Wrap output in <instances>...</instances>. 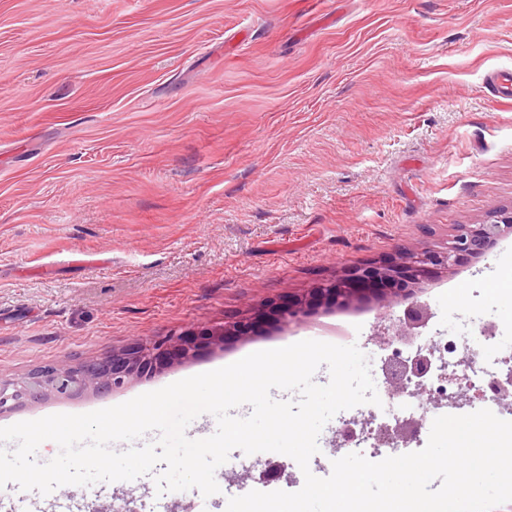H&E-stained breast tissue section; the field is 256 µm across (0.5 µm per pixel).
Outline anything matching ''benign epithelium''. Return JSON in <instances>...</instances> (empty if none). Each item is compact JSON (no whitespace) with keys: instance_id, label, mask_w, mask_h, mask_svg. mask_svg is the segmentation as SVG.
<instances>
[{"instance_id":"benign-epithelium-1","label":"benign epithelium","mask_w":512,"mask_h":512,"mask_svg":"<svg viewBox=\"0 0 512 512\" xmlns=\"http://www.w3.org/2000/svg\"><path fill=\"white\" fill-rule=\"evenodd\" d=\"M509 234H512V208L495 209L486 221L476 227L459 229L444 250L421 249L406 253L405 266L416 274L434 268L448 271L472 255L488 253L503 236ZM325 291L336 296L342 304L361 301L357 289L348 287L345 280L325 288ZM402 302L406 308L400 335L407 336L410 330L427 322L429 317L427 305L416 299V289L409 288L400 295L376 300L380 309ZM173 352L180 359L189 358L196 352V343L186 335L172 336L161 345L134 344L105 358L76 365L48 366L18 379H0V414L51 396L70 398L85 393L109 392L134 378L149 375L150 365ZM430 369V356L419 354L411 360L387 365L385 372L393 390L405 393L410 383L416 390H422V379ZM418 426L419 422L412 418L394 429L378 430L377 439L381 442L406 439L417 431Z\"/></svg>"}]
</instances>
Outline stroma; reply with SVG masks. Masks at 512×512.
Instances as JSON below:
<instances>
[{"label": "stroma", "instance_id": "obj_1", "mask_svg": "<svg viewBox=\"0 0 512 512\" xmlns=\"http://www.w3.org/2000/svg\"><path fill=\"white\" fill-rule=\"evenodd\" d=\"M512 0H0V377L262 320L106 394L47 399L0 427L115 406L256 351L357 345L373 377L397 306L272 308L512 207ZM512 235L419 283L417 335L489 323L512 342ZM365 406L316 458L345 456ZM152 474L70 486L80 512H201ZM221 501L295 492L289 456L232 450Z\"/></svg>", "mask_w": 512, "mask_h": 512}]
</instances>
